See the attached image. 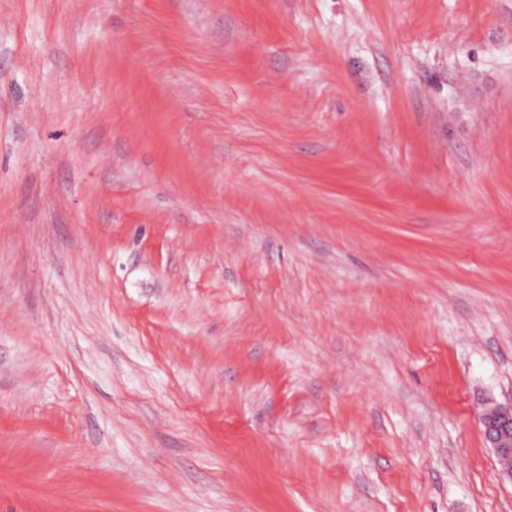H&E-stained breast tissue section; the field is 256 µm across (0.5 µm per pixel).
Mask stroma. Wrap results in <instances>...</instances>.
<instances>
[{
  "label": "stroma",
  "instance_id": "35a3bbf8",
  "mask_svg": "<svg viewBox=\"0 0 512 512\" xmlns=\"http://www.w3.org/2000/svg\"><path fill=\"white\" fill-rule=\"evenodd\" d=\"M512 0H0V512H512ZM482 434L504 479L512 482V405H489L480 415Z\"/></svg>",
  "mask_w": 512,
  "mask_h": 512
}]
</instances>
